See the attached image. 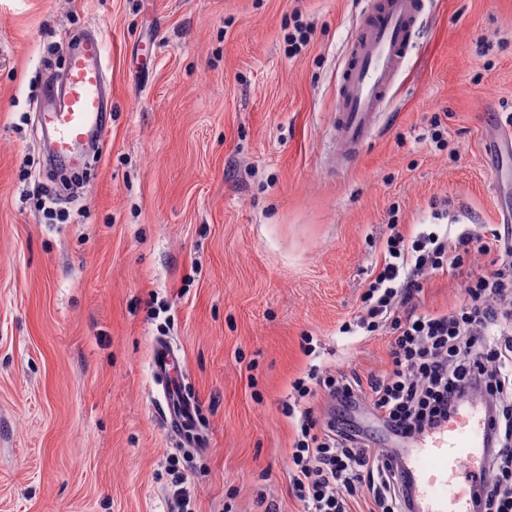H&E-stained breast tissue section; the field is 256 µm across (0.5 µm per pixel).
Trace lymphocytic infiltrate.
<instances>
[{
    "instance_id": "lymphocytic-infiltrate-1",
    "label": "lymphocytic infiltrate",
    "mask_w": 512,
    "mask_h": 512,
    "mask_svg": "<svg viewBox=\"0 0 512 512\" xmlns=\"http://www.w3.org/2000/svg\"><path fill=\"white\" fill-rule=\"evenodd\" d=\"M383 258L361 295L356 327L389 328L393 368L361 379L340 372L321 383L335 405L325 424L303 410L289 457L291 491L303 512H413L402 457L378 448L350 412L368 397L374 415L398 439H413L482 399L488 430L484 472L473 486V512H512V237L494 240L465 229L405 235L388 226ZM497 251L488 270L472 254ZM459 280L454 303L421 311L412 304L425 277Z\"/></svg>"
}]
</instances>
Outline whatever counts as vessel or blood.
<instances>
[{
	"label": "vessel or blood",
	"instance_id": "1",
	"mask_svg": "<svg viewBox=\"0 0 512 512\" xmlns=\"http://www.w3.org/2000/svg\"><path fill=\"white\" fill-rule=\"evenodd\" d=\"M428 8V0H373L356 21L336 75L332 114L336 149L343 159H355L373 140ZM105 52L99 31L66 42L67 83L50 84L33 105L51 133L46 148L51 165L80 166L91 147L104 145L112 105L104 86ZM183 367L171 344L155 343L152 373L163 390L168 427L194 446L200 440L198 403L175 389ZM485 427V419L474 414L458 415L406 459L416 512H471L470 487L479 475L472 464L485 456Z\"/></svg>",
	"mask_w": 512,
	"mask_h": 512
}]
</instances>
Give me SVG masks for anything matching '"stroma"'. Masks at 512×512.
<instances>
[{
	"label": "stroma",
	"mask_w": 512,
	"mask_h": 512,
	"mask_svg": "<svg viewBox=\"0 0 512 512\" xmlns=\"http://www.w3.org/2000/svg\"><path fill=\"white\" fill-rule=\"evenodd\" d=\"M367 0H0V512H300L295 380L391 367L340 333L391 214L406 234L512 223V0H435L368 148L323 165L340 54ZM311 41L289 53L294 19ZM107 40L111 127L62 219L32 109L58 42ZM440 118L444 139L433 143ZM203 440L164 423L156 340Z\"/></svg>",
	"instance_id": "obj_1"
}]
</instances>
